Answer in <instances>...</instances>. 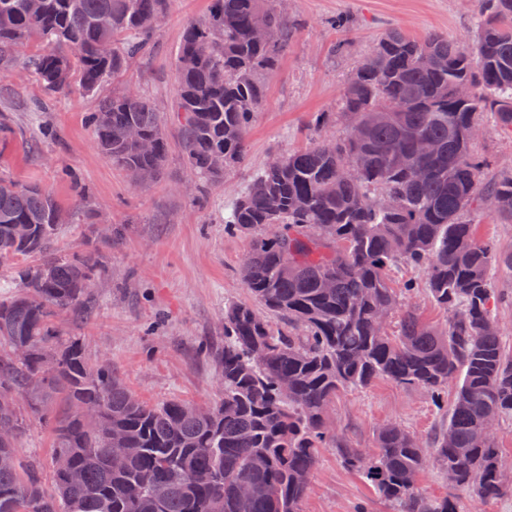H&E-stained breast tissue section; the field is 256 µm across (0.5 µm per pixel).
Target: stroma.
I'll return each mask as SVG.
<instances>
[{"instance_id":"35a3bbf8","label":"stroma","mask_w":512,"mask_h":512,"mask_svg":"<svg viewBox=\"0 0 512 512\" xmlns=\"http://www.w3.org/2000/svg\"><path fill=\"white\" fill-rule=\"evenodd\" d=\"M288 18V48L276 69L264 75L266 96L254 114L247 156L222 181L197 193L179 144L176 113L169 106L178 90L176 54L187 26L202 20L209 0H170L157 22L150 51L119 75L163 115L170 151L162 178L133 183L98 151L87 121L98 99L78 88L46 98L37 79L22 67L0 77V176L39 184L64 211H72L78 187L98 210L93 223L66 224L58 241L62 255L82 253L104 225L116 234L101 252L109 274L88 295L83 321L61 319L69 335L83 337L90 355H108L112 373L144 401L178 397L200 404L218 394L213 355L224 347V307L251 302L241 278L249 248L246 235L228 230L224 215L252 176L276 155L305 146L321 112L338 109L355 67L385 32L396 29L419 39L439 34L471 37L474 12L464 0H278ZM349 17L342 33L330 22ZM347 39L348 51L330 52ZM482 135L473 150L490 165L486 176L512 172V133L491 113L481 117ZM334 441L319 451L301 512H387L373 488L348 470L337 443L370 449L378 428L397 422L430 443L448 424L423 389L381 380L345 391L332 407Z\"/></svg>"}]
</instances>
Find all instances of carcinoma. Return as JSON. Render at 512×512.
Here are the masks:
<instances>
[{
    "mask_svg": "<svg viewBox=\"0 0 512 512\" xmlns=\"http://www.w3.org/2000/svg\"><path fill=\"white\" fill-rule=\"evenodd\" d=\"M169 0H0V74L28 67L49 92L96 93L147 45ZM476 35L462 45L437 34L415 40L387 31L346 85L339 114L362 136L317 138L255 174L224 218L250 236L241 274L254 299L224 308V349L214 355L221 398L205 413L170 399L148 404L112 376L104 356L61 336L54 319L87 312L88 289L108 274L97 246L58 257L66 223L55 198L34 184L0 178V262L15 267L18 290L0 299V432L23 434L19 403L49 429L51 461L68 456L77 478L42 467L0 442V512H300L319 449L335 437L328 412L348 389L378 380L419 387L439 400L453 391L448 426L432 452L400 424L377 430L375 453L340 447L391 512H461L457 498L423 493L433 467L458 491L482 501L512 491L495 434L485 422L512 418V355L493 315L504 254L479 239L466 215L484 205L512 223V173L486 181L474 153L480 116L512 132V0H473ZM266 15L271 36L253 34ZM288 43L276 0H210L177 53L185 166L214 181L242 164L263 76ZM465 84L462 99L455 87ZM102 156L134 181L158 178L169 153L164 120L139 92L101 99L90 116ZM137 128L146 153L128 138ZM421 139L436 151L418 153ZM359 162L357 175L343 169ZM417 167L421 176H411ZM423 272L432 301L448 312L439 330L395 288L390 272ZM136 448L112 467L105 436ZM251 486L244 498L239 485Z\"/></svg>",
    "mask_w": 512,
    "mask_h": 512,
    "instance_id": "obj_1",
    "label": "carcinoma"
}]
</instances>
